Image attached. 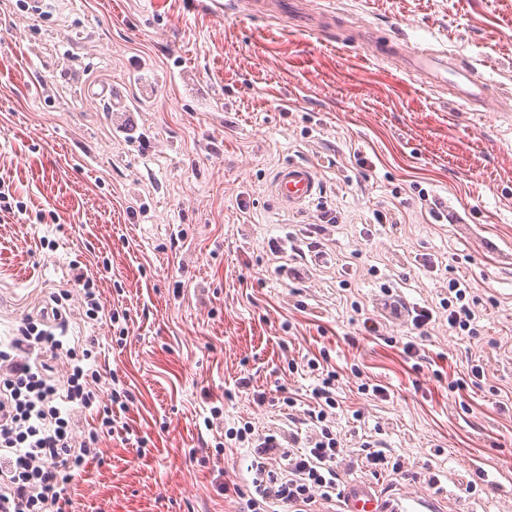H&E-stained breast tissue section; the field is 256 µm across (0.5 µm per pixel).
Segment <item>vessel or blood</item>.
<instances>
[{
    "instance_id": "b4317fda",
    "label": "vessel or blood",
    "mask_w": 512,
    "mask_h": 512,
    "mask_svg": "<svg viewBox=\"0 0 512 512\" xmlns=\"http://www.w3.org/2000/svg\"><path fill=\"white\" fill-rule=\"evenodd\" d=\"M408 71L427 74L432 81L452 73L455 86L465 106H481L486 83L474 67L449 61L447 53L422 52L408 61ZM319 191V183L312 168L301 163H289L277 172L274 194L280 204L290 208L308 205ZM341 512H438L437 500L431 495L409 496L379 488L367 480L348 482L342 494Z\"/></svg>"
}]
</instances>
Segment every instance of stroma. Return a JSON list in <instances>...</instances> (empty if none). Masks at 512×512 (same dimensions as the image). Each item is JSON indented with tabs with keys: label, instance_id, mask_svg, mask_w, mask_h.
Instances as JSON below:
<instances>
[{
	"label": "stroma",
	"instance_id": "1",
	"mask_svg": "<svg viewBox=\"0 0 512 512\" xmlns=\"http://www.w3.org/2000/svg\"><path fill=\"white\" fill-rule=\"evenodd\" d=\"M389 39L474 64L485 105L370 56ZM111 87L132 101L120 123ZM290 162L321 186L303 210L271 189ZM0 177L24 207L0 213V336L69 291L99 390L134 397L66 512H238L224 487L249 486L251 457L225 429H287L252 394L304 397L315 380L288 363L322 350L343 481L370 479L376 440L404 463L384 485L512 512V0H0ZM452 264L488 301L477 333L440 314L409 359L410 312L447 297ZM77 267L121 327L86 318ZM475 360L480 383L452 388Z\"/></svg>",
	"mask_w": 512,
	"mask_h": 512
}]
</instances>
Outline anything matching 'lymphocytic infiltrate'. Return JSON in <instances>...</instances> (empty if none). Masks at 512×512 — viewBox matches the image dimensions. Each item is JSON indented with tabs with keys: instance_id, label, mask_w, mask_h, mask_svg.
<instances>
[{
	"instance_id": "obj_1",
	"label": "lymphocytic infiltrate",
	"mask_w": 512,
	"mask_h": 512,
	"mask_svg": "<svg viewBox=\"0 0 512 512\" xmlns=\"http://www.w3.org/2000/svg\"><path fill=\"white\" fill-rule=\"evenodd\" d=\"M449 298L441 307L448 328L476 334V296L458 278L448 280ZM67 360V379L56 384L48 375L45 353ZM91 350L76 352L66 330L46 321L27 319L8 342L0 341V512H62L69 489L99 437L117 427L118 412L128 402L112 391L100 422L84 440L75 437L77 414L93 410L99 395L97 373L90 367ZM306 370L317 379L305 420L308 432L292 430L283 437L255 430L251 423L228 428L227 439L251 449L254 496L239 512H312L316 499L339 493L337 462L342 453L335 428L339 402L338 373L318 358L307 359Z\"/></svg>"
}]
</instances>
